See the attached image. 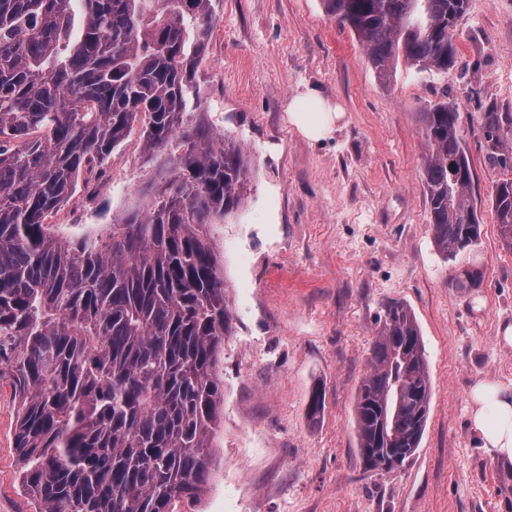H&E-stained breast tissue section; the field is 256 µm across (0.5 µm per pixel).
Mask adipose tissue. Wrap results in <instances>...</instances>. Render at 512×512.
Returning <instances> with one entry per match:
<instances>
[{
  "label": "adipose tissue",
  "instance_id": "ef3b65f1",
  "mask_svg": "<svg viewBox=\"0 0 512 512\" xmlns=\"http://www.w3.org/2000/svg\"><path fill=\"white\" fill-rule=\"evenodd\" d=\"M343 117L339 107L317 93L303 102L288 105V120L307 140L318 142L330 136ZM471 425L482 447L494 456L512 460V389L483 380L471 390Z\"/></svg>",
  "mask_w": 512,
  "mask_h": 512
}]
</instances>
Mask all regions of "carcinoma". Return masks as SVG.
<instances>
[{"label": "carcinoma", "instance_id": "obj_1", "mask_svg": "<svg viewBox=\"0 0 512 512\" xmlns=\"http://www.w3.org/2000/svg\"><path fill=\"white\" fill-rule=\"evenodd\" d=\"M378 79L399 63L446 73L467 0H324ZM214 0H0V385L34 512H171L211 476L224 409L216 367L231 331L211 226L242 205L251 164L199 111ZM448 99L423 113L429 224L445 261L480 239L472 173ZM489 155L512 169V113L484 112ZM168 172L103 234L46 217L133 130ZM492 207L512 248V179ZM477 288L483 271H462ZM353 422L371 469H401L431 401L425 346L400 301L378 314ZM324 398L314 390L307 415Z\"/></svg>", "mask_w": 512, "mask_h": 512}]
</instances>
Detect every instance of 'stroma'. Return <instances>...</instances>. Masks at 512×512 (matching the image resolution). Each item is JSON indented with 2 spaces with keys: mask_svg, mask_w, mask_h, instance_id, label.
I'll use <instances>...</instances> for the list:
<instances>
[{
  "mask_svg": "<svg viewBox=\"0 0 512 512\" xmlns=\"http://www.w3.org/2000/svg\"><path fill=\"white\" fill-rule=\"evenodd\" d=\"M199 70L201 108L252 163L239 210L212 228L232 314L218 377L224 422L209 487L173 512H512L500 494L512 462L477 442L469 391L512 387V248L502 246L491 198L511 173L490 158L480 115L512 113V0H468L448 73L401 66L389 85L323 0H219ZM316 92L343 119L326 140L288 121L291 100ZM456 104L473 172L468 201L480 244L443 262L429 224L422 114ZM139 133L86 176L48 217L59 236L101 233L153 180ZM484 272L463 288L469 265ZM404 301L423 336L432 398L421 444L399 470L365 467L353 430L369 370L375 316ZM325 412L310 421L314 387ZM15 405L0 389V512H33L13 448Z\"/></svg>",
  "mask_w": 512,
  "mask_h": 512,
  "instance_id": "1",
  "label": "stroma"
}]
</instances>
